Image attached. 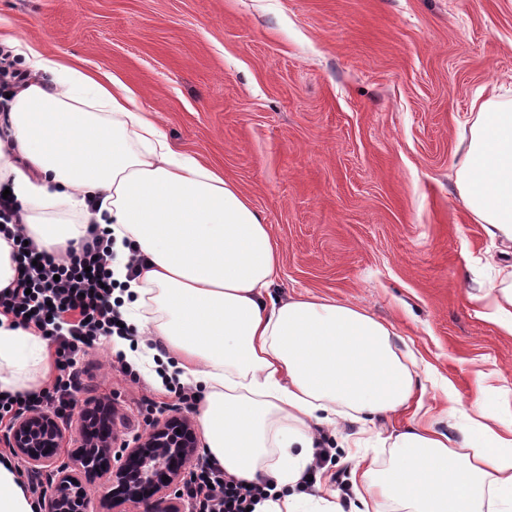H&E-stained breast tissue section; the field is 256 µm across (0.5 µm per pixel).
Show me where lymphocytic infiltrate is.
I'll list each match as a JSON object with an SVG mask.
<instances>
[{"label": "lymphocytic infiltrate", "instance_id": "f902f5d3", "mask_svg": "<svg viewBox=\"0 0 512 512\" xmlns=\"http://www.w3.org/2000/svg\"><path fill=\"white\" fill-rule=\"evenodd\" d=\"M15 247L21 271L15 287L0 290V314L18 323L36 326L59 345L61 356L50 388L35 395L7 394L0 397V421L32 408H51L57 413L72 409L71 393L78 374L70 358L80 347L92 346L100 337L130 336V327L111 304L117 287L109 269L111 257L107 233L89 225L86 237L66 264L54 260L16 236ZM183 496L194 512H247L268 498L265 483L246 482L227 475L213 464L188 470Z\"/></svg>", "mask_w": 512, "mask_h": 512}]
</instances>
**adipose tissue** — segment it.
<instances>
[{"label":"adipose tissue","mask_w":512,"mask_h":512,"mask_svg":"<svg viewBox=\"0 0 512 512\" xmlns=\"http://www.w3.org/2000/svg\"><path fill=\"white\" fill-rule=\"evenodd\" d=\"M27 78L0 100V191L27 237L57 261L98 224L115 279L132 256L140 275L120 312L147 342L163 341L156 385L191 386L208 460L266 480L254 512H343L295 493L320 441L314 429L369 422L405 406L419 375L390 326L363 310L272 287L280 250L250 201L219 171L178 153L120 82L107 85L35 50ZM456 186L489 236L512 244V99L474 102ZM49 341L0 314V393L37 388ZM463 445L430 427L398 433L388 465L361 459L351 512H512V437L498 407L472 406ZM10 461H0V512H35Z\"/></svg>","instance_id":"adipose-tissue-1"}]
</instances>
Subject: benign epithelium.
<instances>
[{
  "label": "benign epithelium",
  "instance_id": "1",
  "mask_svg": "<svg viewBox=\"0 0 512 512\" xmlns=\"http://www.w3.org/2000/svg\"><path fill=\"white\" fill-rule=\"evenodd\" d=\"M60 416L43 410L18 415L3 435L32 472L46 476L43 512H90V485L99 484L105 512L130 504L132 512H181L179 487L197 458L198 436L186 415L155 420L132 443L114 448L117 411L110 402L83 403L76 414L75 450L59 461Z\"/></svg>",
  "mask_w": 512,
  "mask_h": 512
}]
</instances>
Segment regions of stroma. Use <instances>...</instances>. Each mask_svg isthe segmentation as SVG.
Wrapping results in <instances>:
<instances>
[{"instance_id": "35a3bbf8", "label": "stroma", "mask_w": 512, "mask_h": 512, "mask_svg": "<svg viewBox=\"0 0 512 512\" xmlns=\"http://www.w3.org/2000/svg\"><path fill=\"white\" fill-rule=\"evenodd\" d=\"M13 38L117 78L176 151L238 185L280 247L277 296L361 309L431 372L421 409L331 440L316 477L344 512L357 439L382 463L417 420L461 441L478 398L512 430V335L472 299L499 287L512 252L455 183L476 94L512 91V0H0V42ZM77 367V402L112 401L120 439L186 411L125 376L108 338Z\"/></svg>"}]
</instances>
